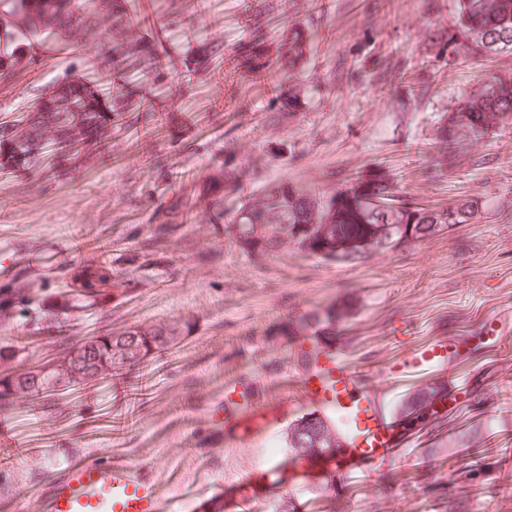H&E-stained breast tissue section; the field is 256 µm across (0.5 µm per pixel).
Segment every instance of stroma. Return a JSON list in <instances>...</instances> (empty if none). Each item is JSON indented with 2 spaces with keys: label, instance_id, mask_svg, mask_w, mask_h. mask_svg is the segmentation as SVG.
<instances>
[{
  "label": "stroma",
  "instance_id": "35a3bbf8",
  "mask_svg": "<svg viewBox=\"0 0 512 512\" xmlns=\"http://www.w3.org/2000/svg\"><path fill=\"white\" fill-rule=\"evenodd\" d=\"M139 31L161 24L159 85L139 88L163 112L156 130L112 134V155L82 166L41 156L0 173V252L21 256L11 279L42 293L65 290L83 252L125 268L111 299L76 307L62 336L78 341L137 326L166 324L174 345L127 374L21 401L0 412V512H41L40 495L58 477L60 450L82 459L130 463L154 478L167 512H193L198 498L222 490L211 512H258L290 491L295 512H512V469L500 468L512 439V354L475 353L461 369L473 391L463 416L427 427L395 463L351 495L316 491L312 477L284 473L289 424L305 415L288 390L303 363L287 320L333 309L356 363L384 367L440 336L477 332L498 314L512 334V127L468 140L454 168L440 167L438 122L463 92L512 76V52L448 64L436 33L457 16L458 0H150ZM267 14L272 55L285 51V23L312 28L316 41L300 73L294 119L272 122L278 81L215 66L195 70L203 48L232 51L252 18ZM67 50L32 55L13 89L0 90V119L26 112L41 90L74 73L104 99L113 71L78 30L47 32ZM191 74L182 86L180 73ZM242 99H235L234 91ZM168 165L157 170L154 156ZM234 158L245 173L226 193V214L281 181L328 195L354 176L397 184L420 204L468 197L467 224L392 252L336 264L294 250L263 258L239 248L204 218L182 225L159 263L144 259L149 222L171 190L192 189L217 163ZM31 310L16 312L13 364L25 370L52 347L33 332ZM487 474L464 480V457ZM287 474L286 488L275 485Z\"/></svg>",
  "mask_w": 512,
  "mask_h": 512
}]
</instances>
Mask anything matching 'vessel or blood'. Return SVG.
<instances>
[{
  "label": "vessel or blood",
  "instance_id": "obj_1",
  "mask_svg": "<svg viewBox=\"0 0 512 512\" xmlns=\"http://www.w3.org/2000/svg\"><path fill=\"white\" fill-rule=\"evenodd\" d=\"M489 316L482 335L433 340L379 371L354 364L342 345L322 347L299 368L294 381L302 400L344 425L341 446L327 465L340 487L349 489L386 467L410 442L391 407L390 388L414 373L450 372L477 347H500L505 332ZM42 512H164L154 481L127 463L69 461L42 492Z\"/></svg>",
  "mask_w": 512,
  "mask_h": 512
}]
</instances>
